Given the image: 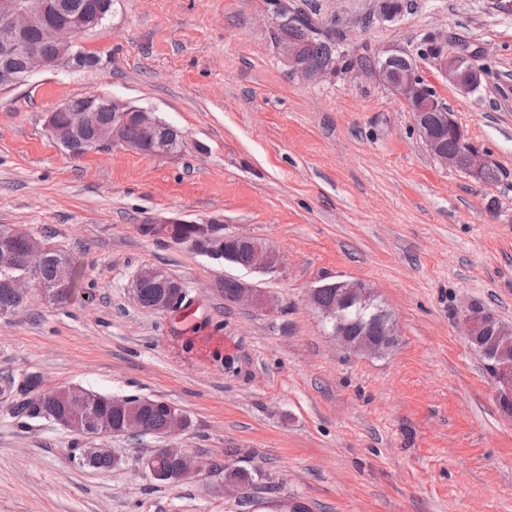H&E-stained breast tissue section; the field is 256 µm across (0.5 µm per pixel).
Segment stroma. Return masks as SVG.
I'll list each match as a JSON object with an SVG mask.
<instances>
[{"mask_svg":"<svg viewBox=\"0 0 512 512\" xmlns=\"http://www.w3.org/2000/svg\"><path fill=\"white\" fill-rule=\"evenodd\" d=\"M336 31L349 58L408 54L500 178L441 166L402 100L371 73L291 77L263 0H115L79 37L100 62L44 71L0 96V225L69 255L76 290L38 289L0 315V382L38 376L160 399L187 427L172 441L198 472L161 483L157 442L115 436L116 466L82 465L83 438L21 423L0 400V512H512V418L461 321L512 325V15L491 0H288ZM475 54L486 76L461 94L434 51ZM102 94L185 135L180 155L111 148L70 158L46 115ZM220 220L272 247V273L143 235V220ZM178 281L196 308L148 313L138 272ZM270 310L225 301L224 278ZM339 279L372 288L398 341L375 356L327 333L309 304ZM257 473L235 496L225 469ZM236 301L237 303H246L255 309L266 310L269 307L268 296L261 288L257 285L243 282H241V288L239 289Z\"/></svg>","mask_w":512,"mask_h":512,"instance_id":"obj_1","label":"stroma"}]
</instances>
